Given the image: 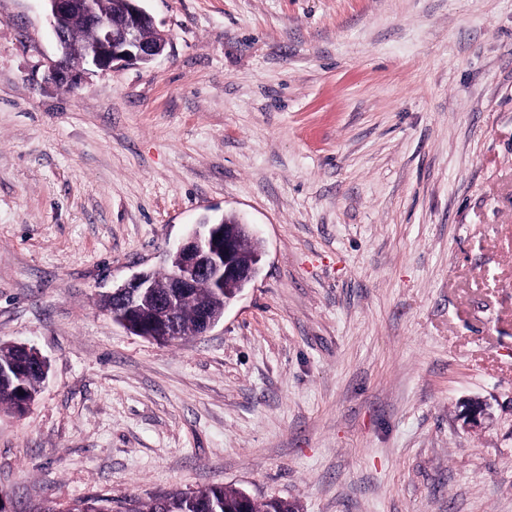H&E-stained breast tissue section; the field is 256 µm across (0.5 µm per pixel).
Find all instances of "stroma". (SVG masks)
Here are the masks:
<instances>
[{
  "instance_id": "stroma-1",
  "label": "stroma",
  "mask_w": 512,
  "mask_h": 512,
  "mask_svg": "<svg viewBox=\"0 0 512 512\" xmlns=\"http://www.w3.org/2000/svg\"><path fill=\"white\" fill-rule=\"evenodd\" d=\"M145 6L164 54L73 89L44 0H0V343L49 366L0 500L512 512V0ZM229 213L264 259L218 324L102 310ZM459 418L471 427H479L489 418L487 405L483 401L472 399L461 405ZM241 505L246 510L254 500L237 489L224 486H209L193 492H171L159 496L147 504L132 505L125 512H233ZM252 512H298V505L284 499L254 501Z\"/></svg>"
}]
</instances>
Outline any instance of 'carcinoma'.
<instances>
[{
    "label": "carcinoma",
    "mask_w": 512,
    "mask_h": 512,
    "mask_svg": "<svg viewBox=\"0 0 512 512\" xmlns=\"http://www.w3.org/2000/svg\"><path fill=\"white\" fill-rule=\"evenodd\" d=\"M212 297V314L218 318L224 315V304L231 298L234 289L229 288L220 295L212 293L207 287L192 288L183 295L180 302V327L184 335L197 332L195 312L200 294ZM5 358L24 367L25 376H12V380L0 381V405L15 409L18 406L19 391L34 398L42 385V374L27 363L24 354L16 347H7L0 351ZM241 492L224 486H209L193 492H171L159 496L147 504L134 505L125 512H234L237 509ZM251 512H298V505L284 499H267L255 501L250 506ZM35 512H109L98 499H81L66 509L53 506L41 507Z\"/></svg>",
    "instance_id": "obj_1"
}]
</instances>
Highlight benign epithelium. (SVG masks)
I'll list each match as a JSON object with an SVG mask.
<instances>
[{"label": "benign epithelium", "mask_w": 512, "mask_h": 512, "mask_svg": "<svg viewBox=\"0 0 512 512\" xmlns=\"http://www.w3.org/2000/svg\"><path fill=\"white\" fill-rule=\"evenodd\" d=\"M50 8L52 34L60 57L50 62L49 79L54 83L78 86L84 75L95 70L112 71L122 65L149 63L164 52L167 42L143 36L155 27L145 0H122L121 20L100 13L98 0H45ZM79 15L96 31L94 40L77 44L68 36L69 22ZM179 257L173 268L167 291L155 292L148 271L133 274L112 290L122 309V326L136 325L140 335L163 342L176 335L178 298L196 281L205 279L216 291L225 284L248 285L258 274L262 256H247L239 233L222 223L194 224L188 235L170 249ZM459 418L471 427H479L489 418L487 405L472 399L461 405Z\"/></svg>", "instance_id": "7a95c632"}]
</instances>
